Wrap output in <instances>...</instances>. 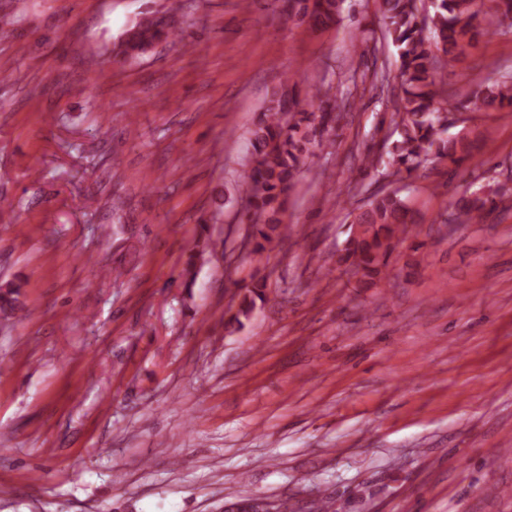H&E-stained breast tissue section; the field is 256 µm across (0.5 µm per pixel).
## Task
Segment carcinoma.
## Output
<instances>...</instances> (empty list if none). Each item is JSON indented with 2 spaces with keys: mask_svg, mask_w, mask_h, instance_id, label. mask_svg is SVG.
I'll use <instances>...</instances> for the list:
<instances>
[{
  "mask_svg": "<svg viewBox=\"0 0 512 512\" xmlns=\"http://www.w3.org/2000/svg\"><path fill=\"white\" fill-rule=\"evenodd\" d=\"M433 14L422 15L417 0H380V12L387 35L399 50L400 81L394 88L391 123L400 139L392 143L394 174L408 173L427 162L446 159L455 166L470 160L474 142L449 139L448 109L474 106L485 112L512 108V75L486 84L474 99L462 102L443 96L440 70L461 61L463 47L478 39L512 27V0L502 6L487 0H434ZM339 0H294L292 15L314 31L336 25ZM184 43L183 31L174 19L154 15L142 17L125 32L120 54L138 58L157 42ZM330 105L320 88H309L305 106L283 92L274 96L250 132L252 152L245 163L242 198L252 216L253 252L261 253L288 227L280 212L293 181L306 161L332 142L318 132L317 125ZM496 200L475 196L461 198L446 224H480ZM415 216L395 194L375 197L356 219L345 248L344 261H352L353 274L380 276L392 252L394 241L409 232ZM18 287L0 282V312L17 309Z\"/></svg>",
  "mask_w": 512,
  "mask_h": 512,
  "instance_id": "cac0c4a2",
  "label": "carcinoma"
}]
</instances>
